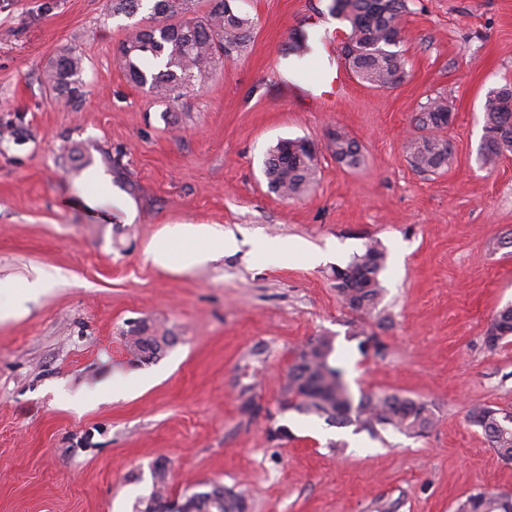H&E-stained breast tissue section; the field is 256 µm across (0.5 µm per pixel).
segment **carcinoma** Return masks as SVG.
Returning a JSON list of instances; mask_svg holds the SVG:
<instances>
[{
	"instance_id": "cac0c4a2",
	"label": "carcinoma",
	"mask_w": 512,
	"mask_h": 512,
	"mask_svg": "<svg viewBox=\"0 0 512 512\" xmlns=\"http://www.w3.org/2000/svg\"><path fill=\"white\" fill-rule=\"evenodd\" d=\"M235 0H208L201 13L198 0H151L148 7L152 24L130 33L118 47V57L128 78L146 86L159 102L171 106L184 91L201 89L214 66L239 56L251 38L254 20L240 13ZM144 6V0H112V14L132 16ZM406 0H333L331 13L349 28L347 41L356 54L346 65L361 81L378 89H392L407 76V61L398 44V35ZM312 52L309 36L297 34L287 47V55L299 60ZM83 70L82 57L65 49L45 72L44 81L58 97L73 103L78 98L76 79ZM448 104L430 97L421 106L417 128L425 135L411 147L410 163L418 171L437 173L448 164L450 144L444 136L448 128L442 116ZM484 126L478 150L484 165L512 155V83L490 91L483 104ZM336 160L349 168L361 163V148L348 134L332 145ZM316 153L303 139H285L269 149L264 174L270 188L279 196L294 198L303 194L316 176ZM386 253L377 243H369L361 254L353 256L345 267L332 270L338 296L344 307L365 318L381 302L384 291L381 274ZM362 352L380 355L384 343L364 325L352 327ZM512 336V305L499 309L490 320L486 345L495 349ZM177 341L168 329L143 322L130 330L127 346L139 362L161 358ZM334 337L309 338L294 352L288 368L282 409L315 415L329 424L355 426L372 435L392 429L407 436L425 435L434 425V413L428 403L398 394H361L354 399L343 371L332 362ZM490 447L504 461H512V411L489 405H474L468 413ZM168 475L154 465L152 490L138 498L136 512H170L166 492ZM244 496L212 485L184 500L186 512H242ZM456 512H512V494L485 489L476 490L460 501Z\"/></svg>"
}]
</instances>
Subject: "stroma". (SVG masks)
Segmentation results:
<instances>
[{"mask_svg": "<svg viewBox=\"0 0 512 512\" xmlns=\"http://www.w3.org/2000/svg\"><path fill=\"white\" fill-rule=\"evenodd\" d=\"M331 4L237 0L255 23L246 51L169 110L117 56L148 11L0 0V281L47 282L0 320V512H133L161 459L169 494L219 482L247 512H454L478 489L512 493V463L467 417L512 409V341L484 342L512 303V156L477 155L485 97L512 81V0H407L406 79L378 90L352 75L326 100L348 31ZM299 30L316 37L312 73L289 79ZM64 48L83 59L74 105L44 82ZM436 95L455 115L452 152L421 173L412 119ZM335 128L360 144L358 167L336 161ZM294 138L314 144L317 173L288 199L263 161ZM183 224L208 228L209 258L148 260ZM257 240L306 251L272 266ZM373 240L387 253L366 320L379 356L350 338L331 278ZM139 320L177 338L150 364L126 346ZM323 334L353 396L426 401L435 426L374 438L282 410L293 349ZM278 425L288 440L269 439Z\"/></svg>", "mask_w": 512, "mask_h": 512, "instance_id": "obj_1", "label": "stroma"}]
</instances>
